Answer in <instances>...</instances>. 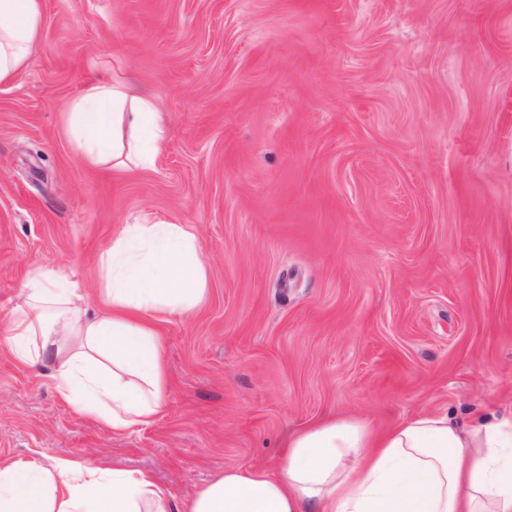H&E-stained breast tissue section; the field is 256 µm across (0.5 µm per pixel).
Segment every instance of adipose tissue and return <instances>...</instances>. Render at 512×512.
<instances>
[{
  "instance_id": "obj_1",
  "label": "adipose tissue",
  "mask_w": 512,
  "mask_h": 512,
  "mask_svg": "<svg viewBox=\"0 0 512 512\" xmlns=\"http://www.w3.org/2000/svg\"><path fill=\"white\" fill-rule=\"evenodd\" d=\"M42 0H0V83L39 38ZM78 160L122 171L153 166L164 114L132 78L101 75L68 102ZM208 265L185 224H124L99 261V300L61 270L35 267L7 323L14 361L40 368L76 412L121 434L151 422L167 398L157 316L193 314ZM272 477L228 469L184 508L145 473L89 460L47 467L0 461V512H512V418L464 427L420 414L387 432L332 417L293 433Z\"/></svg>"
}]
</instances>
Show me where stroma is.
I'll use <instances>...</instances> for the list:
<instances>
[{
    "instance_id": "1",
    "label": "stroma",
    "mask_w": 512,
    "mask_h": 512,
    "mask_svg": "<svg viewBox=\"0 0 512 512\" xmlns=\"http://www.w3.org/2000/svg\"><path fill=\"white\" fill-rule=\"evenodd\" d=\"M105 69L166 113L151 168L76 159L63 106ZM146 219L191 226L208 287L160 323L162 412L115 435L6 326L34 267L95 295ZM421 413L512 414V0H43L0 83V461L142 471L179 504L326 417Z\"/></svg>"
}]
</instances>
